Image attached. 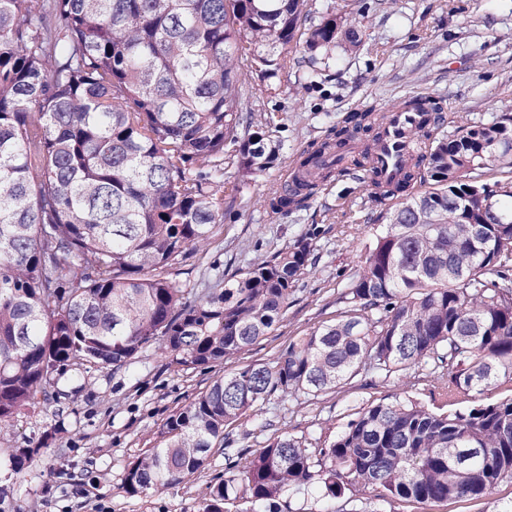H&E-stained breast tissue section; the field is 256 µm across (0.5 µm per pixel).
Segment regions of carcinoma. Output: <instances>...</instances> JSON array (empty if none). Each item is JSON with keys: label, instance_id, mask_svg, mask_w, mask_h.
Masks as SVG:
<instances>
[{"label": "carcinoma", "instance_id": "1", "mask_svg": "<svg viewBox=\"0 0 512 512\" xmlns=\"http://www.w3.org/2000/svg\"><path fill=\"white\" fill-rule=\"evenodd\" d=\"M308 0H0V429L48 404L71 372L133 364L148 348L188 369L237 358L268 335L315 249L302 235L219 288L167 278L224 223V164L271 168L273 119L241 128L252 74L271 80L301 50L312 63L361 43L349 4L304 27ZM379 116H346L293 160L274 210L298 208L331 180L355 134ZM403 180L375 248L340 294L336 322L268 364L217 375L129 463L122 489L146 496L203 469L226 426L268 396L316 398L360 372L388 378L448 368V410L371 405L313 450L286 434L245 464L225 463L200 512H281L289 497L440 503L512 484V141L507 120L434 137ZM234 153L226 154V146ZM496 170L493 183L477 180ZM429 186L417 190L415 186ZM468 402L464 410L455 405ZM17 448L11 467L33 466Z\"/></svg>", "mask_w": 512, "mask_h": 512}]
</instances>
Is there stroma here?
<instances>
[{"label":"stroma","mask_w":512,"mask_h":512,"mask_svg":"<svg viewBox=\"0 0 512 512\" xmlns=\"http://www.w3.org/2000/svg\"><path fill=\"white\" fill-rule=\"evenodd\" d=\"M366 13L358 27L364 43L350 52L335 49L327 64L311 68L295 52L287 69L266 86L252 79L243 119L274 120L281 150L265 173L241 177L224 168L225 185L239 192L224 200L203 254H190L170 269L184 288H206L216 273L233 279L260 257L285 249L301 235L316 233L311 267L294 286L288 308L273 330L241 354L240 364L268 363L288 342L333 322L343 305L342 286L355 275L387 225L401 196L374 202L370 184L340 173L305 207L271 211L266 198L293 159L350 112L376 108L416 95L440 99L443 110L431 130L452 136L463 124L500 120L512 104V0H355ZM211 372L187 369L154 350L127 369H90L58 401L16 418L0 438V506L10 512H198L207 485L224 473V451L212 449L205 470L162 494L132 497L121 487L128 464L154 447L162 423L210 383ZM409 398L442 405L434 381L418 373L390 379L360 374L337 392L307 402L279 394L270 427L248 412L232 423L229 436L251 449L280 434L319 448L333 440L359 411ZM39 447L38 464L25 477L12 474L18 448ZM512 485L481 499L420 504L395 500L385 512H503Z\"/></svg>","instance_id":"stroma-1"}]
</instances>
